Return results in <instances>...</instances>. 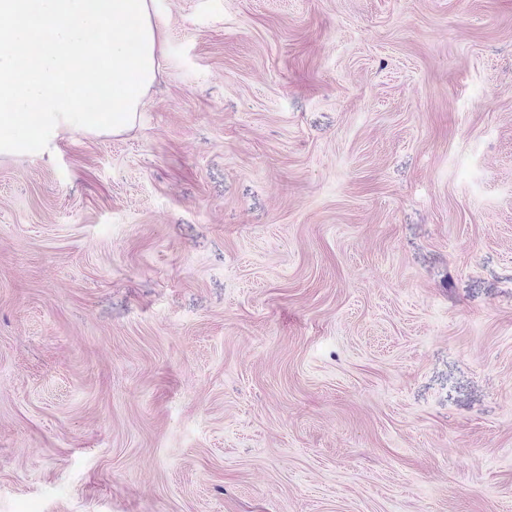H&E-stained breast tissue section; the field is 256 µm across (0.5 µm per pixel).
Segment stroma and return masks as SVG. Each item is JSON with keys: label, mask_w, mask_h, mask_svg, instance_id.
I'll use <instances>...</instances> for the list:
<instances>
[{"label": "stroma", "mask_w": 512, "mask_h": 512, "mask_svg": "<svg viewBox=\"0 0 512 512\" xmlns=\"http://www.w3.org/2000/svg\"><path fill=\"white\" fill-rule=\"evenodd\" d=\"M152 14L0 157V512H512V0Z\"/></svg>", "instance_id": "stroma-1"}]
</instances>
